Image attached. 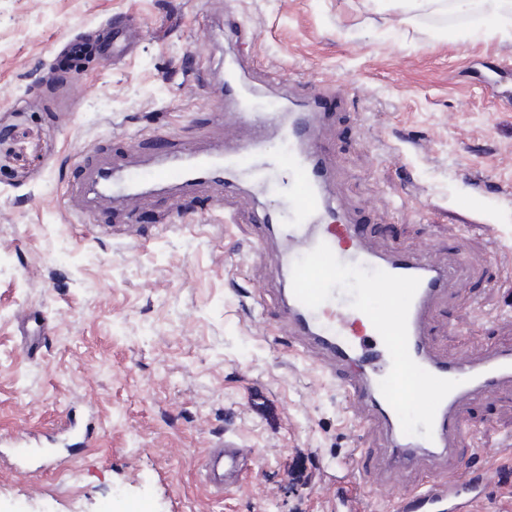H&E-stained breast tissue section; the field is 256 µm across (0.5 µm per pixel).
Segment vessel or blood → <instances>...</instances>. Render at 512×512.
<instances>
[{
	"label": "vessel or blood",
	"instance_id": "b4317fda",
	"mask_svg": "<svg viewBox=\"0 0 512 512\" xmlns=\"http://www.w3.org/2000/svg\"><path fill=\"white\" fill-rule=\"evenodd\" d=\"M139 35L128 22L113 21L112 38L103 57L109 61L124 58ZM222 98L228 106L215 108L217 122L245 131L234 149L183 147L149 160L141 171L125 166L127 157L138 154L137 145H128L121 155L105 147L94 149L75 162L78 177L72 194L76 213L90 218L121 201L126 203L127 220L132 223L146 197L188 186L203 172L208 173L215 191L212 205L219 208L239 191L240 176L252 177L262 166H272L289 186V218L276 226L280 244L268 255L274 270L291 278L295 261L323 242L342 263L419 278L407 320L409 354L429 373L457 383L436 411L432 438L404 434L379 387L390 371V354L370 319L352 307L349 293L333 289L330 300L312 309L301 303L292 289H284L279 297L282 333L345 393L354 419L383 437L379 451L352 458L350 470L373 475L384 487L396 490L401 512H483L488 475L458 477L464 455L474 447L465 418L471 403L512 385V348L478 357L450 358L437 352L430 340V318L436 300L457 275L456 264L444 267L430 256L410 251L379 254L365 239L360 224L331 222L332 208L325 193L327 175L317 167L322 151L313 133L318 109L293 113L283 130L286 146L273 156L268 150L267 130L275 123V115L241 103L240 88L232 83L225 84ZM358 336L370 337L371 347L359 349L354 342ZM251 461L250 451L225 438L206 455L202 478L216 497H223L226 488L240 481Z\"/></svg>",
	"mask_w": 512,
	"mask_h": 512
}]
</instances>
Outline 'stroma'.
I'll list each match as a JSON object with an SVG mask.
<instances>
[{
  "label": "stroma",
  "mask_w": 512,
  "mask_h": 512,
  "mask_svg": "<svg viewBox=\"0 0 512 512\" xmlns=\"http://www.w3.org/2000/svg\"><path fill=\"white\" fill-rule=\"evenodd\" d=\"M228 12L248 43L225 36ZM116 18L140 26L134 53L114 64L91 51L55 72L63 37ZM198 51L214 88L225 62L258 60L250 89L263 112L342 92L316 124L330 198L377 229L379 253L468 263L435 306L436 347H512V99L490 86L512 87V72L493 71L512 57V23L479 8L407 16L395 0H0V436L41 439L63 416L95 425L91 446L58 444L68 475L0 466V512H100L105 501L114 512H336L343 481L358 512H398L347 469L377 436L279 330L280 282L263 255L275 235L247 218L285 209L286 184H243L226 212L208 206L207 184L187 187L177 208L145 207L125 240L107 230L121 209L85 223L65 205L90 147L235 142L183 67ZM24 314L44 328L30 353ZM466 426L493 475L485 512H512V387L474 402ZM224 436L253 463L217 500L199 464Z\"/></svg>",
  "instance_id": "stroma-1"
}]
</instances>
